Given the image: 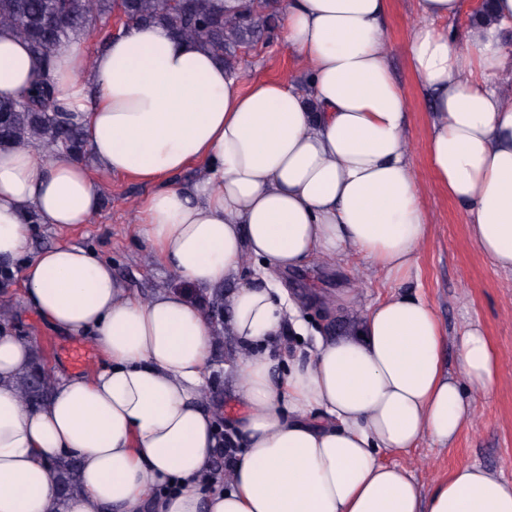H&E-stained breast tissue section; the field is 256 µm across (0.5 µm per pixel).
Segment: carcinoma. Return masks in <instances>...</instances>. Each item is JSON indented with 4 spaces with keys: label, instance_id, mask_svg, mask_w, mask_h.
Returning a JSON list of instances; mask_svg holds the SVG:
<instances>
[{
    "label": "carcinoma",
    "instance_id": "cac0c4a2",
    "mask_svg": "<svg viewBox=\"0 0 512 512\" xmlns=\"http://www.w3.org/2000/svg\"><path fill=\"white\" fill-rule=\"evenodd\" d=\"M269 0H244L229 12L224 0H193L185 10L178 0H0V27H10L26 41L39 67L29 89L16 99L0 97V149L39 146L48 152L58 147L81 158L87 151L84 126L74 112L57 101L51 78V52L60 42L79 36L97 15L118 13L123 26L158 24L181 37H189L211 52L224 66L236 70L239 52L270 38L277 14ZM206 312L223 335L224 292L216 290L204 301ZM55 381L37 361L20 377L25 401L38 406L51 395ZM59 494L66 498L78 490L76 462L52 463Z\"/></svg>",
    "mask_w": 512,
    "mask_h": 512
}]
</instances>
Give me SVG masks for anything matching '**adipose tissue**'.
<instances>
[{
  "label": "adipose tissue",
  "mask_w": 512,
  "mask_h": 512,
  "mask_svg": "<svg viewBox=\"0 0 512 512\" xmlns=\"http://www.w3.org/2000/svg\"><path fill=\"white\" fill-rule=\"evenodd\" d=\"M283 35L305 84L242 86L212 53L160 25H140L89 52L83 37L53 50L59 100L83 116L89 162L34 147L0 151V265L23 260L27 303L55 331L91 339L89 374L56 378L28 405L18 377L31 342L0 331V512H512V482L457 467L429 493L381 460L423 439L447 446L472 412L467 388L491 391L495 352L478 326L461 336L456 372L446 335L420 296L375 303L351 335L318 339L286 372L269 345L289 313L273 276L317 257L361 255L402 278L427 239L407 129L410 104L389 69L388 0H281ZM461 0H418L406 43L433 95L431 166L471 215L482 253L512 271V0L454 39L438 28ZM28 44L0 30V95L36 72ZM197 167L191 188L174 182ZM151 185L135 227L147 249L200 291L220 284L238 350L220 429L206 403L216 332L200 300L158 288L139 298L94 250L57 245L27 256L28 212L66 232L100 207L94 173ZM260 279L238 282L251 261ZM242 445L226 483L212 461ZM79 465L60 498L51 461Z\"/></svg>",
  "instance_id": "1"
}]
</instances>
